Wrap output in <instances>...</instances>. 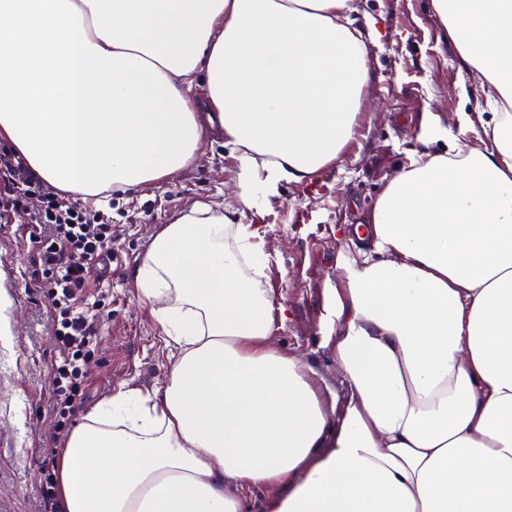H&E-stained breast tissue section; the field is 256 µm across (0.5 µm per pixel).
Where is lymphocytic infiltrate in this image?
I'll return each instance as SVG.
<instances>
[{"mask_svg":"<svg viewBox=\"0 0 512 512\" xmlns=\"http://www.w3.org/2000/svg\"><path fill=\"white\" fill-rule=\"evenodd\" d=\"M34 197L40 206L31 213L27 203ZM0 209L30 215L29 236L35 248L31 281L53 302V336L63 355L52 408L56 433L61 436L86 400L85 363L97 323L78 307L88 301L91 272L111 256L112 226L102 216L62 197L8 149L0 150Z\"/></svg>","mask_w":512,"mask_h":512,"instance_id":"obj_1","label":"lymphocytic infiltrate"}]
</instances>
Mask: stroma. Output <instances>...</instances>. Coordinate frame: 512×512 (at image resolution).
Wrapping results in <instances>:
<instances>
[{"instance_id": "35a3bbf8", "label": "stroma", "mask_w": 512, "mask_h": 512, "mask_svg": "<svg viewBox=\"0 0 512 512\" xmlns=\"http://www.w3.org/2000/svg\"><path fill=\"white\" fill-rule=\"evenodd\" d=\"M356 24H374L384 37L367 47L375 75L364 94L360 129L340 160L310 182L286 183L257 208L238 205L235 161L222 143H205L184 170L148 189L112 197L99 211L112 224V272L94 282L100 320L89 356L91 378L83 412L70 428L118 391L164 389L169 352L150 304L139 297L136 269L161 225L193 202L236 207L273 255L264 282L288 307L275 345L316 369L332 389L340 377L322 338L336 261L350 245L347 231L363 223L387 181L421 149L427 118L471 147L483 135L480 88L461 70L431 0H356ZM28 225L0 214V292L9 304L10 333L0 338V512H40L41 450L53 432L51 411L60 352L51 329V302L32 288Z\"/></svg>"}]
</instances>
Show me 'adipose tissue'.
Returning a JSON list of instances; mask_svg holds the SVG:
<instances>
[{"label":"adipose tissue","instance_id":"adipose-tissue-1","mask_svg":"<svg viewBox=\"0 0 512 512\" xmlns=\"http://www.w3.org/2000/svg\"><path fill=\"white\" fill-rule=\"evenodd\" d=\"M352 2L0 0V140L95 201L187 168L217 127L239 202L264 204L356 135L379 34ZM432 7L491 118L478 147L426 127L445 150L354 228L369 246L339 256L324 339L341 393L272 345L288 309L256 232L195 202L136 274L161 304L168 383L71 434L65 512H512V0Z\"/></svg>","mask_w":512,"mask_h":512}]
</instances>
